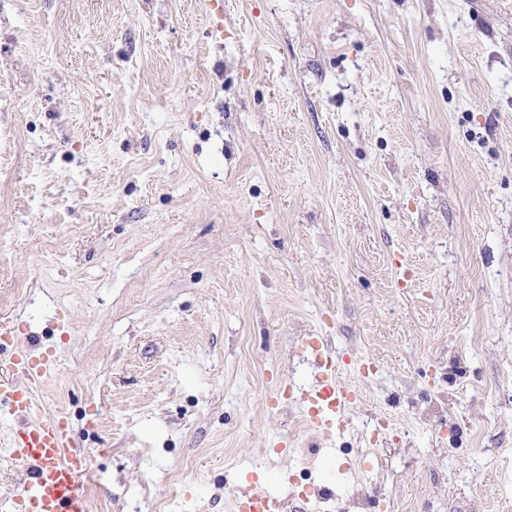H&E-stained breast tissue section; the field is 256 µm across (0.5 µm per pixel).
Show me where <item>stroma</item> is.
<instances>
[{
	"label": "stroma",
	"mask_w": 512,
	"mask_h": 512,
	"mask_svg": "<svg viewBox=\"0 0 512 512\" xmlns=\"http://www.w3.org/2000/svg\"><path fill=\"white\" fill-rule=\"evenodd\" d=\"M1 321L90 512H512V0H0ZM301 348L314 359L319 378L307 388L299 387L296 398L303 408L308 426L322 434H331L340 424L341 407L349 394L336 388V362L320 336H308ZM237 512H278L279 504L275 499L257 493L236 502Z\"/></svg>",
	"instance_id": "obj_1"
}]
</instances>
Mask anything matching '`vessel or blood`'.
<instances>
[{"mask_svg": "<svg viewBox=\"0 0 512 512\" xmlns=\"http://www.w3.org/2000/svg\"><path fill=\"white\" fill-rule=\"evenodd\" d=\"M301 348L314 359L319 376L311 386L299 389L297 399L308 426L327 435L339 424L348 393L337 388L336 363L320 337H307ZM52 364L47 353L0 360V401H11L18 421L0 435V447L25 470L10 497V512H88L82 479L91 459L63 418H42L35 398ZM236 512H279V504L257 493L239 499Z\"/></svg>", "mask_w": 512, "mask_h": 512, "instance_id": "b4317fda", "label": "vessel or blood"}]
</instances>
